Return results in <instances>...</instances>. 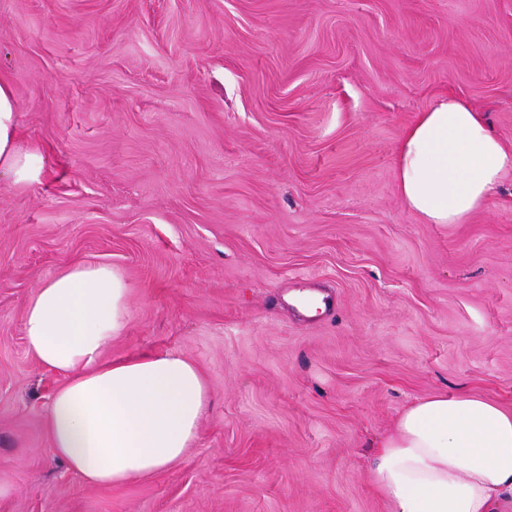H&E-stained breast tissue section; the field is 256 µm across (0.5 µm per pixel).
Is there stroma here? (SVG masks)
Returning a JSON list of instances; mask_svg holds the SVG:
<instances>
[{
	"instance_id": "35a3bbf8",
	"label": "stroma",
	"mask_w": 512,
	"mask_h": 512,
	"mask_svg": "<svg viewBox=\"0 0 512 512\" xmlns=\"http://www.w3.org/2000/svg\"><path fill=\"white\" fill-rule=\"evenodd\" d=\"M0 77L44 158L0 176V512H392L404 407L512 409V171L428 224L395 164L445 94L512 147V0H0ZM82 260L131 284L106 357L178 352L211 394L182 462L112 487L53 457L63 379L22 334Z\"/></svg>"
}]
</instances>
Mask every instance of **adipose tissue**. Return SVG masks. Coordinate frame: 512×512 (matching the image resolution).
I'll return each instance as SVG.
<instances>
[{
  "label": "adipose tissue",
  "mask_w": 512,
  "mask_h": 512,
  "mask_svg": "<svg viewBox=\"0 0 512 512\" xmlns=\"http://www.w3.org/2000/svg\"><path fill=\"white\" fill-rule=\"evenodd\" d=\"M20 139L15 92L0 79V175L17 183L43 167ZM396 168L413 213L429 224H460L512 169V149L482 112L447 95L404 130ZM129 293L112 266L79 261L25 303L28 351L65 378L45 413L52 452L91 487L180 463L210 400L202 372L180 353L103 359L127 327ZM370 478L394 512H503L512 505V409L463 392L415 400L379 443Z\"/></svg>",
  "instance_id": "adipose-tissue-1"
}]
</instances>
